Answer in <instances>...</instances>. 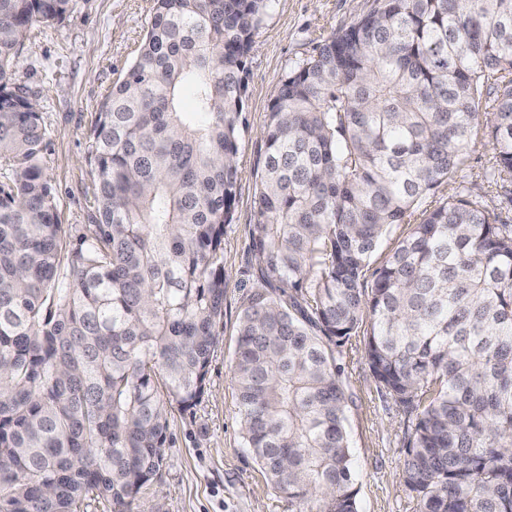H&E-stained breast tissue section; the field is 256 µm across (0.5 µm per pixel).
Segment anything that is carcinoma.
Here are the masks:
<instances>
[{
	"mask_svg": "<svg viewBox=\"0 0 512 512\" xmlns=\"http://www.w3.org/2000/svg\"><path fill=\"white\" fill-rule=\"evenodd\" d=\"M70 2L0 0V512H132L167 463V406L202 399L271 0H153L95 116V223L75 240L36 95L13 81ZM376 2L270 105L233 364L243 438L289 506L358 512L339 364L356 336L404 415L415 512H512V224L463 176L487 135L485 177L512 185V0Z\"/></svg>",
	"mask_w": 512,
	"mask_h": 512,
	"instance_id": "carcinoma-1",
	"label": "carcinoma"
}]
</instances>
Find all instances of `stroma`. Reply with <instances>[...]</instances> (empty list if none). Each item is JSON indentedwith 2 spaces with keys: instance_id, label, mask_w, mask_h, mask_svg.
I'll return each mask as SVG.
<instances>
[{
  "instance_id": "stroma-1",
  "label": "stroma",
  "mask_w": 512,
  "mask_h": 512,
  "mask_svg": "<svg viewBox=\"0 0 512 512\" xmlns=\"http://www.w3.org/2000/svg\"><path fill=\"white\" fill-rule=\"evenodd\" d=\"M375 0H272L247 60L246 128L240 140L233 221L224 228V318L211 358L207 391L191 410L168 412L172 444L161 474L143 489L133 512H288L246 448L233 379L236 330L256 283L247 246L257 222L256 179L275 86L320 41L374 9ZM151 0H72L66 17L34 29L20 54L16 83L36 92L46 130L45 174L61 224L80 234L95 213L86 146L95 113L132 61L150 21ZM492 145L476 146L465 169L474 196L512 224V202L488 187ZM350 396L347 431L359 512H413L401 476L404 417L383 394L363 346L344 347Z\"/></svg>"
}]
</instances>
